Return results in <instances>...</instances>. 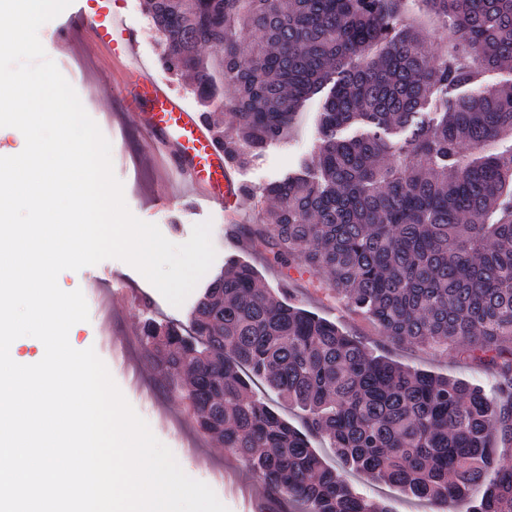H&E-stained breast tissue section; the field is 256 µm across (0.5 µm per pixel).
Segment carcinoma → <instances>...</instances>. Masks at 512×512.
<instances>
[{
	"mask_svg": "<svg viewBox=\"0 0 512 512\" xmlns=\"http://www.w3.org/2000/svg\"><path fill=\"white\" fill-rule=\"evenodd\" d=\"M405 0H142L164 69L185 82L234 168L288 138L323 92L321 142L268 183L276 207L248 226L326 279L393 342L462 345L504 359L495 398L398 364L232 260L190 325H143L145 346L186 385L200 428L303 512H388L341 471L460 512H512V0H422L448 27L435 57ZM302 411L298 429L267 402ZM326 441L327 464L314 447ZM496 467L476 502L465 489Z\"/></svg>",
	"mask_w": 512,
	"mask_h": 512,
	"instance_id": "cac0c4a2",
	"label": "carcinoma"
}]
</instances>
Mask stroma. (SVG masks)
Wrapping results in <instances>:
<instances>
[{
  "label": "stroma",
  "mask_w": 512,
  "mask_h": 512,
  "mask_svg": "<svg viewBox=\"0 0 512 512\" xmlns=\"http://www.w3.org/2000/svg\"><path fill=\"white\" fill-rule=\"evenodd\" d=\"M119 7L128 24L140 34V51L151 75L167 82L188 107H196L195 98L185 86L170 78L161 67L159 37L142 10L141 0H121ZM53 60L109 140L113 170L123 184L124 199L133 215L156 224L176 244L190 238L194 225L210 222L216 250L214 268L223 267L225 260L232 256L249 261L260 271L266 287L276 289L289 284L290 300L336 322L377 354L419 370L461 378L480 386L488 395L497 394L498 373L488 360L455 346L422 348L393 343L373 323L351 313L321 276L293 260L274 261L272 252L255 254L248 238L229 241L224 234L222 208H191L183 192L175 193L170 205H153L151 197L162 172L145 152L135 113L121 111L119 99L100 85L102 76L121 73V64L91 43L71 54L54 55ZM319 110V99L307 101L298 112L287 141L272 144L250 166L238 170L239 181L249 189L248 195L238 202L239 227L251 224L264 207L263 187L295 169L302 160L313 158L319 141ZM58 284L63 290L78 289L89 297L90 319L78 326V344L85 349L94 348L111 368L112 378L125 398L154 435L170 448L187 475L208 484L229 512H297L296 505L271 495L234 453L199 429L186 400L169 389L141 343L140 329L145 320L188 324L193 299H186L178 307L169 304L138 270L117 259H107L78 271H62ZM97 288L112 298L109 316H102L100 306L91 300ZM345 478L356 492L383 503L389 512H448L447 508L430 506L398 488L369 482L353 471L346 472Z\"/></svg>",
  "instance_id": "stroma-1"
}]
</instances>
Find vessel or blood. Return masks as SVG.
I'll list each match as a JSON object with an SVG mask.
<instances>
[{
    "instance_id": "b4317fda",
    "label": "vessel or blood",
    "mask_w": 512,
    "mask_h": 512,
    "mask_svg": "<svg viewBox=\"0 0 512 512\" xmlns=\"http://www.w3.org/2000/svg\"><path fill=\"white\" fill-rule=\"evenodd\" d=\"M118 0H73L55 36L66 51L76 41L94 43L122 60L136 81H104L125 108L135 110L149 155L165 159L193 189V204L235 206L243 192L207 127L167 84L150 75L140 56L137 31L117 10Z\"/></svg>"
}]
</instances>
